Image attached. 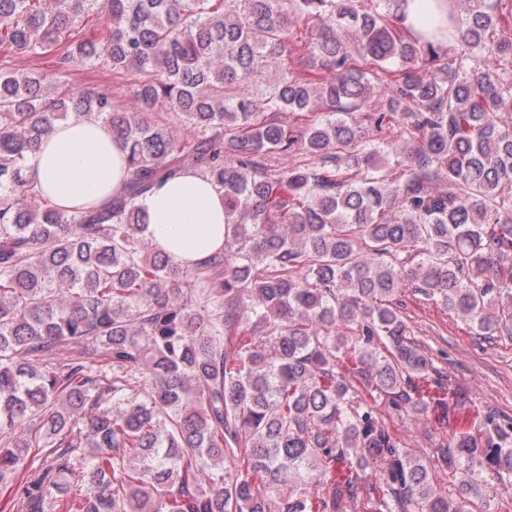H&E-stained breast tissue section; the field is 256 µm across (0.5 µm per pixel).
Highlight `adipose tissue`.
Segmentation results:
<instances>
[{
	"label": "adipose tissue",
	"mask_w": 512,
	"mask_h": 512,
	"mask_svg": "<svg viewBox=\"0 0 512 512\" xmlns=\"http://www.w3.org/2000/svg\"><path fill=\"white\" fill-rule=\"evenodd\" d=\"M126 151L93 115L56 122L29 163L28 175L58 205L94 207L124 186ZM146 235L175 263L187 267L224 246V193L187 169L144 196Z\"/></svg>",
	"instance_id": "ef3b65f1"
}]
</instances>
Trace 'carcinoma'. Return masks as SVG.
Segmentation results:
<instances>
[{
    "instance_id": "cac0c4a2",
    "label": "carcinoma",
    "mask_w": 512,
    "mask_h": 512,
    "mask_svg": "<svg viewBox=\"0 0 512 512\" xmlns=\"http://www.w3.org/2000/svg\"><path fill=\"white\" fill-rule=\"evenodd\" d=\"M380 2L0 0V483L25 475L16 512H497L512 418L477 416L426 464L379 407L419 419L455 394L406 292L512 334V80L470 65L511 61L512 39L495 37L503 0H463L446 47ZM309 20L293 68L262 79ZM103 62L139 75L135 109L57 84ZM373 78L387 93L368 120L415 145L355 179L380 154L346 119ZM282 112L313 119L290 130ZM72 114L127 150L99 208L61 207L27 175ZM273 153L314 162L281 171ZM189 160L224 190L226 223L224 249L183 268L139 200ZM63 345L79 355L54 360ZM439 466L460 500L436 491Z\"/></svg>"
}]
</instances>
